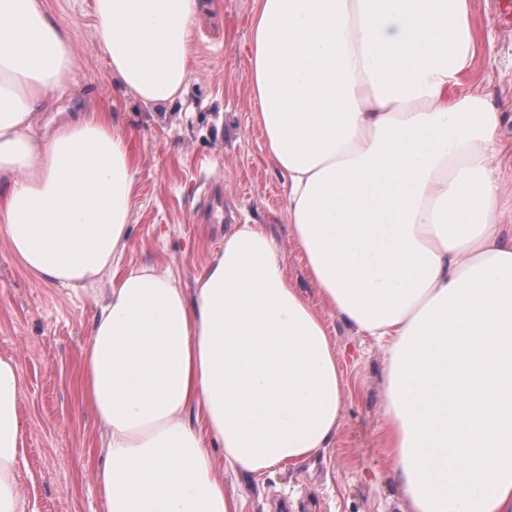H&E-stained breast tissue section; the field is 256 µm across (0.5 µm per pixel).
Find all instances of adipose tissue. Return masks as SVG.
<instances>
[{
  "label": "adipose tissue",
  "instance_id": "obj_1",
  "mask_svg": "<svg viewBox=\"0 0 512 512\" xmlns=\"http://www.w3.org/2000/svg\"><path fill=\"white\" fill-rule=\"evenodd\" d=\"M197 0H93L120 86L183 95ZM470 0H257L249 82L288 222L323 298L386 345L383 442L414 512H512V159L505 115L466 86ZM68 29L0 0V235L35 278L108 283L78 388L105 429L106 512H241L215 475L331 447L342 377L272 234L242 224L193 294L122 270L135 166L116 114L42 127L69 85ZM20 368L0 355V512H26Z\"/></svg>",
  "mask_w": 512,
  "mask_h": 512
}]
</instances>
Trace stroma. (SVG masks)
<instances>
[{
  "mask_svg": "<svg viewBox=\"0 0 512 512\" xmlns=\"http://www.w3.org/2000/svg\"><path fill=\"white\" fill-rule=\"evenodd\" d=\"M484 48L473 77L502 111L512 113V27L497 19L498 0H471ZM68 26L77 60L56 112L114 106L132 134L136 178L122 265L158 263L185 290L225 234L264 225L285 272L322 317L343 380L341 426L314 460L262 475L224 473V490L243 512H412L381 444L385 428L386 353L322 300L288 224L285 179L267 157L249 87L250 21L256 0H199L182 97L149 108L113 79L96 37L93 0H44ZM104 287L80 294L45 285L0 237V355L21 367L19 415L25 448L17 482L29 512H104L81 456L98 448L103 428L77 389L88 326Z\"/></svg>",
  "mask_w": 512,
  "mask_h": 512,
  "instance_id": "35a3bbf8",
  "label": "stroma"
}]
</instances>
